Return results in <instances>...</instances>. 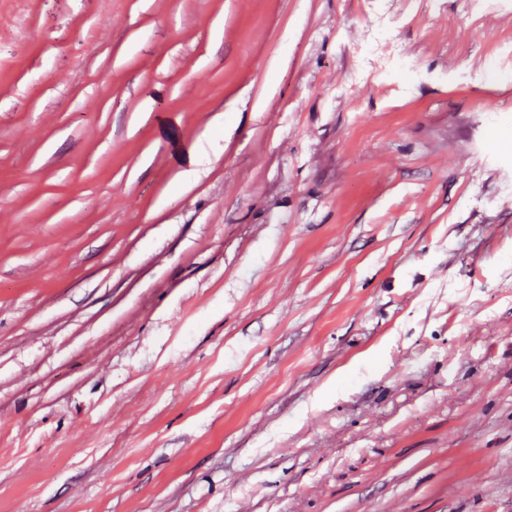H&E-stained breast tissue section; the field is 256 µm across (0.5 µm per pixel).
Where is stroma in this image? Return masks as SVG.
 Returning a JSON list of instances; mask_svg holds the SVG:
<instances>
[{
    "mask_svg": "<svg viewBox=\"0 0 512 512\" xmlns=\"http://www.w3.org/2000/svg\"><path fill=\"white\" fill-rule=\"evenodd\" d=\"M495 59L462 0H0V512H512Z\"/></svg>",
    "mask_w": 512,
    "mask_h": 512,
    "instance_id": "1",
    "label": "stroma"
}]
</instances>
